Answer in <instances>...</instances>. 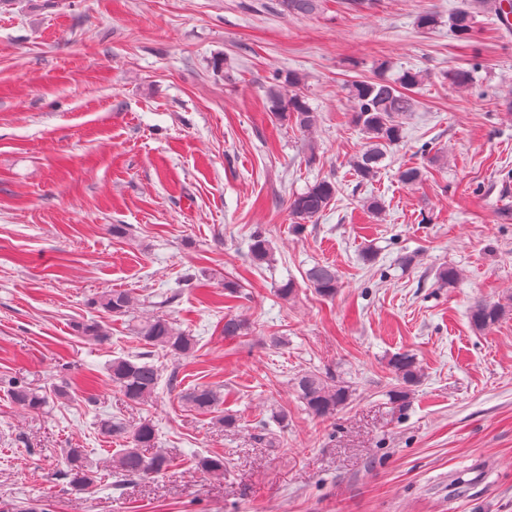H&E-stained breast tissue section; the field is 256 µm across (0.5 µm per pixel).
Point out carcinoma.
<instances>
[{
	"label": "carcinoma",
	"mask_w": 512,
	"mask_h": 512,
	"mask_svg": "<svg viewBox=\"0 0 512 512\" xmlns=\"http://www.w3.org/2000/svg\"><path fill=\"white\" fill-rule=\"evenodd\" d=\"M322 2L280 0V5L287 14L313 16L322 8ZM448 24L459 36L470 34L475 24L474 8L466 6L458 9L449 17ZM423 79V73L408 70L397 81L378 78L355 81L349 86L353 122L361 127L368 140L365 149L353 161L362 179H372L383 159V148L400 141V120L415 109V100L409 90L420 85ZM267 96L271 111L278 118H293L295 126L303 132L316 126L317 113L298 94H286L280 86L273 85L269 87ZM336 193L335 182L319 181L289 200V211L297 220L311 222L329 206ZM306 280L323 296H333L339 288L336 267L329 263H315L307 270ZM175 298L173 294L156 303L148 297L140 298L126 291L111 290L92 301V305L110 317L128 318L132 335L143 346L144 352L127 358L118 357L112 360L109 368L112 386L133 405L147 407L157 397L161 369L154 362L153 350L185 357L195 348L196 339L177 327L162 312V308ZM510 311L512 307L500 302L479 301L471 310L472 326L483 330L497 323ZM77 328L94 340L104 341L108 337V331L99 321L82 323ZM389 366L400 385L399 389L393 391V398L404 404L409 398L411 387L420 380L418 363L413 354L402 352L390 358ZM295 386L306 410L321 419L335 418L350 398L349 387L340 382L333 383L330 374L304 372L296 378ZM7 393L14 404L28 410H42L55 399H69L68 390L63 386L55 387L49 395L16 380L9 383ZM182 400L199 413L211 414L218 412L224 403V394L217 387L202 384L182 392ZM99 430L107 437L127 443V447L112 458L115 473L124 479H146L168 469L170 460L165 453L157 451L147 456L142 452V449L155 444V429L151 423L142 422L132 426L120 417H110L99 422ZM59 475L77 490L92 484L96 479V471L90 466L87 449H66L64 470Z\"/></svg>",
	"instance_id": "cac0c4a2"
}]
</instances>
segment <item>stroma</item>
I'll return each instance as SVG.
<instances>
[{
	"instance_id": "1",
	"label": "stroma",
	"mask_w": 512,
	"mask_h": 512,
	"mask_svg": "<svg viewBox=\"0 0 512 512\" xmlns=\"http://www.w3.org/2000/svg\"><path fill=\"white\" fill-rule=\"evenodd\" d=\"M463 2L325 0L300 17L278 0H0V380L70 394L29 412L0 390V512H512V315L469 319L512 303V32L485 12L457 36ZM407 70L428 74L419 106L363 181L347 88ZM291 72L318 115L305 133L266 94ZM325 178L335 199L297 228L289 198ZM318 262L336 266L335 296L307 283ZM445 265L458 279L442 288ZM113 289L176 294L166 312L197 342L156 356L180 387L143 409L107 371L141 345L89 304ZM228 314L246 335L224 337ZM93 318L108 341L78 331ZM406 350L422 380L401 407L388 361ZM307 370L349 381L335 419L298 398ZM198 384L222 388L236 429L182 401ZM276 412L284 427L255 438ZM110 415L151 420L169 468L117 477ZM71 446L98 471L82 490L58 476ZM475 13L473 7H462L449 17L448 24L458 36L468 35L474 28ZM511 311V306L500 302L478 301L471 310V323L476 330H483L497 323Z\"/></svg>"
}]
</instances>
